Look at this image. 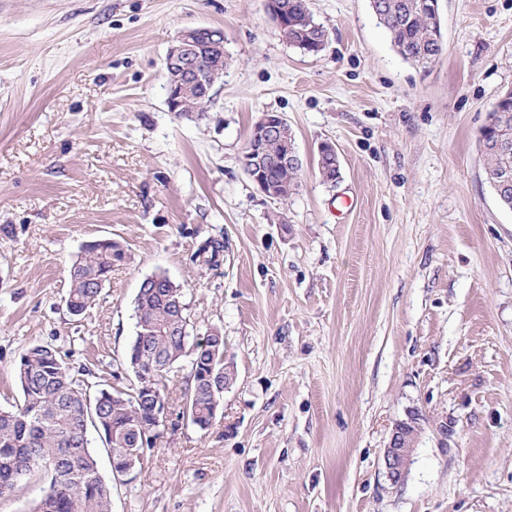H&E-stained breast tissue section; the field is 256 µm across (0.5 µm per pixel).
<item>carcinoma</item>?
Listing matches in <instances>:
<instances>
[{"label": "carcinoma", "mask_w": 512, "mask_h": 512, "mask_svg": "<svg viewBox=\"0 0 512 512\" xmlns=\"http://www.w3.org/2000/svg\"><path fill=\"white\" fill-rule=\"evenodd\" d=\"M425 0H378V20L390 34L396 51L407 61L428 65L442 53L426 16ZM288 5V43L297 49L317 47L318 31L302 20L310 12L309 0H284ZM486 175L495 185L503 169L512 173V148L506 153L484 152ZM272 177L298 186L297 171L271 168ZM224 241L204 240L193 254L201 269L218 266ZM127 258L125 246L111 238L87 242L70 267L65 298L68 313L80 318L100 300L112 268ZM183 287L167 275L143 280L134 301L135 335L125 359L132 375L125 389L90 384L91 369H73L58 347L35 343L15 364L21 400L0 410V495L7 494L37 470L49 476L43 495L32 512H112V484L105 481L90 446L88 428L97 432L107 448L113 470L131 471L138 478L147 450L161 437L155 423L157 408L170 403L169 374L186 360L189 374L183 394L181 418L200 431L212 427L222 409L224 394L212 384L224 379V335L213 326L203 336L206 345L191 338ZM151 372L156 392L139 391V377Z\"/></svg>", "instance_id": "obj_1"}]
</instances>
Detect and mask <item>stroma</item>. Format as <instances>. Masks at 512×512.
Instances as JSON below:
<instances>
[{"instance_id": "1", "label": "stroma", "mask_w": 512, "mask_h": 512, "mask_svg": "<svg viewBox=\"0 0 512 512\" xmlns=\"http://www.w3.org/2000/svg\"><path fill=\"white\" fill-rule=\"evenodd\" d=\"M321 52L288 45L267 0H0V407L19 354L59 347L112 386L142 280L181 283L191 334H224L236 381L213 427L178 416L112 512H512V210L480 130L512 87V0H440L445 50L403 60L369 0H309ZM224 32L202 116L166 103L183 31ZM287 119L296 190L266 197L242 155L262 113ZM331 141L336 183L317 147ZM224 261L200 275V240ZM114 267L81 319L65 307L81 246ZM419 416L404 481L394 425Z\"/></svg>"}]
</instances>
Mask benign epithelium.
<instances>
[{
  "instance_id": "1",
  "label": "benign epithelium",
  "mask_w": 512,
  "mask_h": 512,
  "mask_svg": "<svg viewBox=\"0 0 512 512\" xmlns=\"http://www.w3.org/2000/svg\"><path fill=\"white\" fill-rule=\"evenodd\" d=\"M268 10L279 33L288 28L287 8L278 0H268ZM224 55V35L204 27L185 31L178 43L171 47L165 58V69L171 75L167 87L169 111L179 115L183 112L184 99L196 92L200 99L214 96L216 84L224 77V69L217 64H208L204 59ZM288 133L286 119L278 113H265L253 126L243 156L246 172L259 190L271 199H281V185L268 177L266 169L259 165L260 158L267 155L266 148L271 140H280ZM272 165L302 169L303 162L297 148L270 161ZM419 429L417 418L411 417L397 423L385 449L384 462L387 477L397 484L404 480L414 452V435Z\"/></svg>"
}]
</instances>
